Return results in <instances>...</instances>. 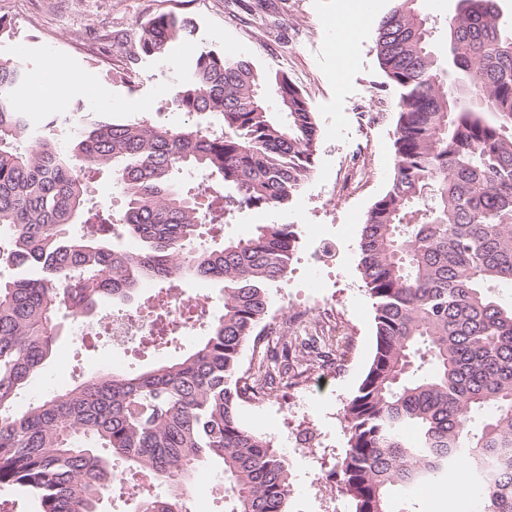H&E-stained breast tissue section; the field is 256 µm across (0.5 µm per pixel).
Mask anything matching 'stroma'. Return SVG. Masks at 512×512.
I'll use <instances>...</instances> for the list:
<instances>
[{
    "instance_id": "1",
    "label": "stroma",
    "mask_w": 512,
    "mask_h": 512,
    "mask_svg": "<svg viewBox=\"0 0 512 512\" xmlns=\"http://www.w3.org/2000/svg\"><path fill=\"white\" fill-rule=\"evenodd\" d=\"M369 0H0V57L24 72L15 100L31 127H50L55 141L69 142L84 114L117 120L139 118L157 126L216 130L208 116H188L174 102L195 58L213 51L250 61L259 71L287 72L307 94L320 128L311 177L288 205L287 214L238 213L224 225L226 237L251 233L255 225L288 219L297 242L287 275L272 284L270 315L323 303L332 315L321 320L335 336L342 364L308 371L297 385L270 398L242 403L240 423L271 440L288 462L292 494L288 512H349L336 490V463L347 446L341 417L374 354V308L359 269L358 242L366 214L388 189L393 174L398 89L380 69L374 44L375 13ZM166 11L190 20L191 42L174 43L162 57L129 64L122 48L153 14ZM52 70L64 86L54 98L32 107L28 85ZM94 95H85V86ZM390 109L379 124L363 121L372 100ZM366 164L368 182L357 192H342L348 166ZM328 242L332 258L317 249ZM63 331L54 358L24 393L29 404L62 393L100 372L104 361L120 359L123 368L143 370L180 357L188 350L178 340L157 349L138 341L116 348L111 336L79 337L80 326L60 318Z\"/></svg>"
}]
</instances>
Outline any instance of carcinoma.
I'll use <instances>...</instances> for the list:
<instances>
[{
	"label": "carcinoma",
	"instance_id": "cac0c4a2",
	"mask_svg": "<svg viewBox=\"0 0 512 512\" xmlns=\"http://www.w3.org/2000/svg\"><path fill=\"white\" fill-rule=\"evenodd\" d=\"M417 0H388L374 29L377 59L400 89L395 164L368 210L359 265L375 310V351L342 408L347 448L336 486L351 512H417L410 495L448 467L466 474L480 512H512V28L498 0H462L449 22L448 59L432 45ZM195 27L162 13L126 47L163 56ZM21 68L0 60V485L38 512H102L112 461L139 477L134 512H182L189 480L219 469L231 512H288V465L268 438L244 428L241 403L290 385V353L312 366L331 336L299 344L267 328L268 288L292 259L294 225L257 224L246 237L200 245L208 224L235 210L284 211L308 180L319 126L287 73L262 74L212 51L176 90L185 112L213 115L221 132L145 121L94 120L67 149L32 138L13 91ZM281 111L272 112L267 96ZM107 171L125 197L121 223L89 205ZM221 193L199 201L183 171ZM139 242L119 249L113 237ZM190 278L221 284L222 313L183 357L147 370L106 372L24 408L61 333V311L88 317L99 302L134 300L145 280L155 343L182 326L168 296ZM257 354L249 370L242 352Z\"/></svg>",
	"mask_w": 512,
	"mask_h": 512
}]
</instances>
